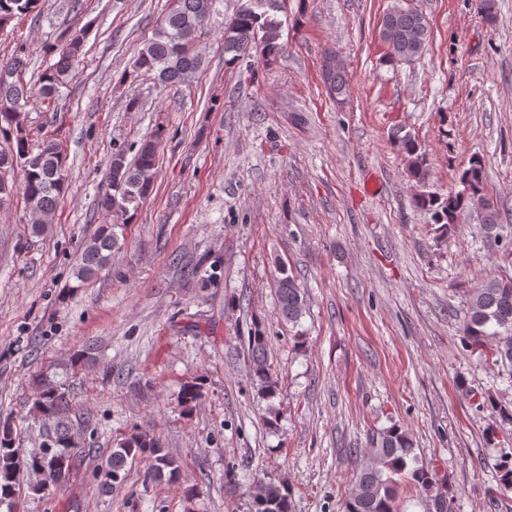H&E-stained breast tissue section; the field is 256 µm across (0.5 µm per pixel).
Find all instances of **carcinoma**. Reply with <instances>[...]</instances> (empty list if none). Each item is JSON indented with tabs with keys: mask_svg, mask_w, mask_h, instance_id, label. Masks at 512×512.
Listing matches in <instances>:
<instances>
[{
	"mask_svg": "<svg viewBox=\"0 0 512 512\" xmlns=\"http://www.w3.org/2000/svg\"><path fill=\"white\" fill-rule=\"evenodd\" d=\"M174 7L166 15L136 58L132 71L125 77H154L165 84L182 83L200 67L202 58L195 52V41L210 17L213 0H173ZM278 0H268L262 7L250 12L237 11L224 23V54L227 64L242 59L251 49L271 57L282 49L281 22L270 15ZM38 0H0V23L18 15H27ZM389 34L388 61L414 60L427 49L431 31L424 14L409 7L405 0H393L383 14L380 34ZM83 45V33L75 31L61 46H50L46 52L58 59L39 76L43 100L52 101L60 85L68 77ZM8 70V79H0V134L13 142L7 151H0V170L19 165L24 171L22 193L32 215L38 223L31 225L32 233L44 230L54 212L58 198L67 189L65 170L59 144L45 137L37 148L30 147L21 112L28 103L31 90L23 81L26 62L20 55L7 61L0 60V70ZM327 94L338 103L348 96V79L343 69H322ZM391 142L406 160L408 176L423 185L428 179L425 151L416 138L399 127L391 132ZM154 140L144 141L132 161L122 153L112 155L109 183L97 197V208L104 212L126 214L137 210L153 189L157 162ZM461 189L448 194L422 193L416 205L431 213L438 230L448 231L461 222L467 209L478 206L481 210V230L485 238L498 242L503 237L499 210L493 198L484 193L483 165L473 158L459 176ZM120 248L116 225L103 224L82 245L74 270L76 287L82 288L105 271L112 252ZM275 292L281 316L297 323L306 312V296L298 280L287 270H281ZM494 331H488V328ZM464 342L473 349L487 347L490 336L499 337L496 347L489 349L485 361L512 376V275L490 280L469 292L467 308L461 325ZM267 336L261 327L249 331L251 350V377L261 397L268 402L267 424L275 426L278 416L273 402L279 395V381L270 371L265 359ZM86 351L72 355L60 378L48 375L34 380L33 413L52 426L51 445L24 460L14 448L13 429L7 421H0V504L9 512L18 507L19 492L16 476L24 468L34 474H45L58 486L64 484L70 470L80 462L71 449L78 447L80 429L90 425V418H72V405L68 383L69 371L89 361ZM356 468L348 485L343 512H397L398 490L401 482L417 487L428 503V512H452L451 488L431 469L418 462L413 455V443L408 432L398 425L370 435V449L360 453L355 448ZM150 461L145 473L149 481H174L179 476V462L167 452L155 435L140 431L128 435L119 448L112 452L105 465L103 487L123 481L121 471L128 459ZM252 512H291L290 493L281 481L258 479L250 487Z\"/></svg>",
	"mask_w": 512,
	"mask_h": 512,
	"instance_id": "obj_1",
	"label": "carcinoma"
}]
</instances>
